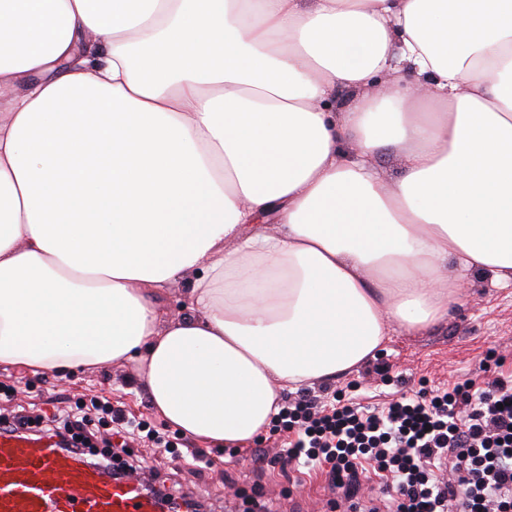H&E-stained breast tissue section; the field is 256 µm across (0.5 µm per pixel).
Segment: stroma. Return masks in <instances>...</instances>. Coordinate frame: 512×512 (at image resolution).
Wrapping results in <instances>:
<instances>
[{"label":"stroma","mask_w":512,"mask_h":512,"mask_svg":"<svg viewBox=\"0 0 512 512\" xmlns=\"http://www.w3.org/2000/svg\"><path fill=\"white\" fill-rule=\"evenodd\" d=\"M466 299L448 321L421 333L394 332L378 353L377 362L328 382L327 391L359 383V393L371 402L400 389L453 384L468 379L485 385L494 377L512 375V284L495 283L490 274L472 272L464 288ZM495 363L488 371L479 365L486 357ZM380 372H373V365ZM13 386L16 402L53 413L58 402L74 404L104 396L128 415L153 416L154 411L132 367L86 370L65 378L53 373L31 375L26 370L0 367V383ZM208 467L161 464L157 481L181 487L201 500L205 512H242L262 502L266 512H326L331 492L323 476L296 470L281 473L279 466L251 460L246 450L206 448Z\"/></svg>","instance_id":"35a3bbf8"}]
</instances>
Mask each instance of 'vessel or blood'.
Here are the masks:
<instances>
[{
    "mask_svg": "<svg viewBox=\"0 0 512 512\" xmlns=\"http://www.w3.org/2000/svg\"><path fill=\"white\" fill-rule=\"evenodd\" d=\"M0 512H163L133 475L115 476L54 439L0 431Z\"/></svg>",
    "mask_w": 512,
    "mask_h": 512,
    "instance_id": "1",
    "label": "vessel or blood"
}]
</instances>
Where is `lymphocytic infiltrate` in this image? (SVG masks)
<instances>
[{"instance_id":"obj_1","label":"lymphocytic infiltrate","mask_w":512,"mask_h":512,"mask_svg":"<svg viewBox=\"0 0 512 512\" xmlns=\"http://www.w3.org/2000/svg\"><path fill=\"white\" fill-rule=\"evenodd\" d=\"M100 413L124 439L150 442L171 460L181 459L175 442L148 421L99 397L48 418L17 406L0 414V427L55 436L84 455L99 432ZM275 426L292 435L281 466L303 463L341 491L329 502L332 512L344 505L355 512L361 486L372 481L389 496L387 512H512V379L403 392L377 405L342 396L326 404L304 390L281 404Z\"/></svg>"}]
</instances>
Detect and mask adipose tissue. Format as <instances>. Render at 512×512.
Wrapping results in <instances>:
<instances>
[{
  "label": "adipose tissue",
  "instance_id": "ef3b65f1",
  "mask_svg": "<svg viewBox=\"0 0 512 512\" xmlns=\"http://www.w3.org/2000/svg\"><path fill=\"white\" fill-rule=\"evenodd\" d=\"M468 271L512 283V0H0V365L135 364L236 448ZM192 275L166 284L157 295V301L169 315L189 312L190 298L186 288Z\"/></svg>",
  "mask_w": 512,
  "mask_h": 512
}]
</instances>
